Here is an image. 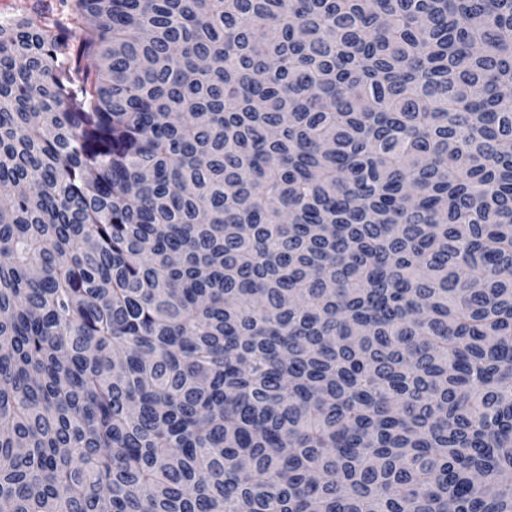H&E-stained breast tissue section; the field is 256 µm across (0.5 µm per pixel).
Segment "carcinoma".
Masks as SVG:
<instances>
[{"instance_id": "carcinoma-1", "label": "carcinoma", "mask_w": 512, "mask_h": 512, "mask_svg": "<svg viewBox=\"0 0 512 512\" xmlns=\"http://www.w3.org/2000/svg\"><path fill=\"white\" fill-rule=\"evenodd\" d=\"M0 22V507L512 512V0Z\"/></svg>"}]
</instances>
